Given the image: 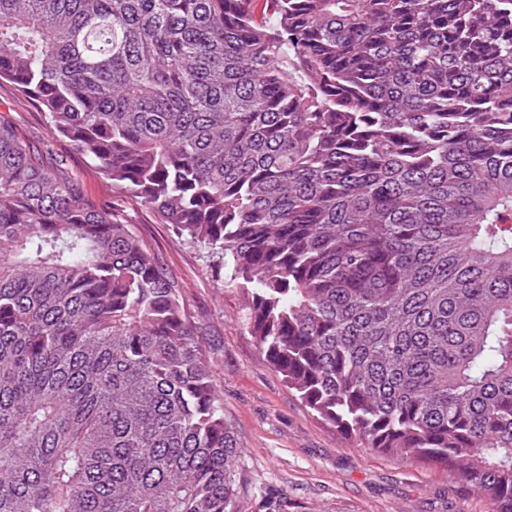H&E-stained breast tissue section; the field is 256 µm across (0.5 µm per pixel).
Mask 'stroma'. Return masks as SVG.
Here are the masks:
<instances>
[{"label": "stroma", "instance_id": "35a3bbf8", "mask_svg": "<svg viewBox=\"0 0 512 512\" xmlns=\"http://www.w3.org/2000/svg\"><path fill=\"white\" fill-rule=\"evenodd\" d=\"M1 112L31 140L44 142V159L62 165L85 199L131 225L180 284L240 444L248 478L240 512H260L268 495L287 498L288 512H489L487 499L448 471L354 446L318 418L260 352L242 291L225 283L207 250L114 189L67 140L49 139L43 112L7 84L0 85Z\"/></svg>", "mask_w": 512, "mask_h": 512}]
</instances>
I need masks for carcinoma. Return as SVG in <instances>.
Wrapping results in <instances>:
<instances>
[{"instance_id":"1","label":"carcinoma","mask_w":512,"mask_h":512,"mask_svg":"<svg viewBox=\"0 0 512 512\" xmlns=\"http://www.w3.org/2000/svg\"><path fill=\"white\" fill-rule=\"evenodd\" d=\"M247 291L288 387L512 512V0H0V83ZM178 283L0 115V512H237Z\"/></svg>"}]
</instances>
